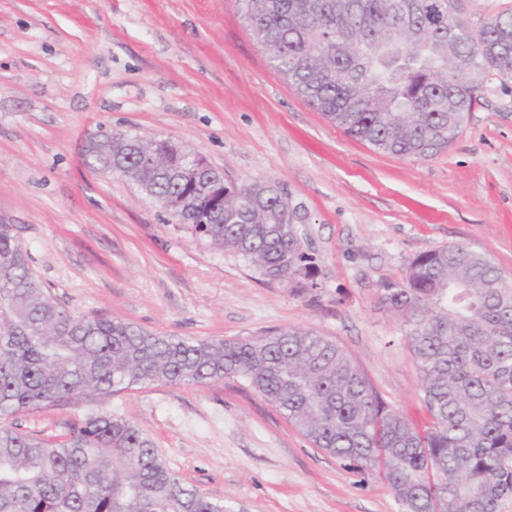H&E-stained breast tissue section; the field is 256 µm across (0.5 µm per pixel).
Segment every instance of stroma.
Masks as SVG:
<instances>
[{"instance_id": "obj_1", "label": "stroma", "mask_w": 512, "mask_h": 512, "mask_svg": "<svg viewBox=\"0 0 512 512\" xmlns=\"http://www.w3.org/2000/svg\"><path fill=\"white\" fill-rule=\"evenodd\" d=\"M242 0H0V223L50 293L161 335L305 327L344 348L413 423L428 418L399 318L380 301L417 255L463 245L512 279V82L490 81L447 150L398 158L345 135L277 74ZM171 137L226 179L283 189L316 288L270 282L128 179L87 168L101 128ZM104 408L226 512H402L244 380L156 382ZM85 406L34 412L55 440Z\"/></svg>"}]
</instances>
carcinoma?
<instances>
[{"mask_svg":"<svg viewBox=\"0 0 512 512\" xmlns=\"http://www.w3.org/2000/svg\"><path fill=\"white\" fill-rule=\"evenodd\" d=\"M271 67L348 136L396 157L447 149L486 83L512 80V8L471 27L460 0H243ZM196 151L101 129L88 167L130 179L179 223L229 181L189 165ZM196 234L269 281L314 288L312 257L288 195L268 182ZM381 302L397 314L429 424L415 426L335 342L289 327L252 340L163 336L105 315L73 314L0 224V512H224L168 469L132 422L97 409L48 442L21 429L34 411L95 403L137 385L246 379L316 448L380 478L403 512H498L512 496V283L463 245L422 253Z\"/></svg>","mask_w":512,"mask_h":512,"instance_id":"1","label":"carcinoma"}]
</instances>
